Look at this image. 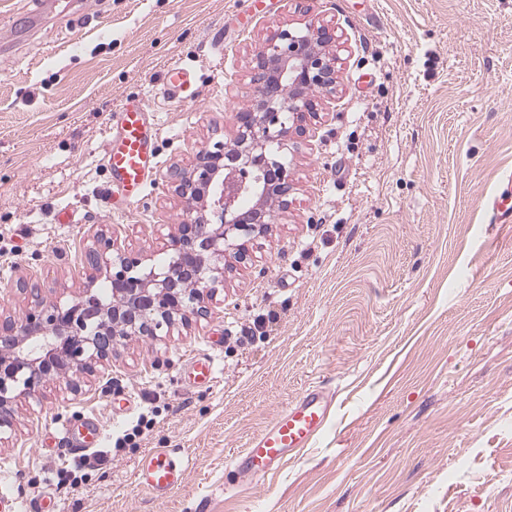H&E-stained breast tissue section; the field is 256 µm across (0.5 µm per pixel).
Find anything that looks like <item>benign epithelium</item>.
<instances>
[{
  "instance_id": "benign-epithelium-1",
  "label": "benign epithelium",
  "mask_w": 512,
  "mask_h": 512,
  "mask_svg": "<svg viewBox=\"0 0 512 512\" xmlns=\"http://www.w3.org/2000/svg\"><path fill=\"white\" fill-rule=\"evenodd\" d=\"M339 37L310 19L277 26L254 55L251 104L235 113L232 138L201 147L188 169L170 179L182 202V220L168 237L167 264L145 251H126L97 233L84 255L85 281L70 301L50 305L32 274L15 287L31 297L21 321L0 319V435L13 430L14 404L64 375L71 391L112 359L118 341L155 337L209 314L208 301L224 285L226 260L245 263L257 237L285 211L294 189L286 150L317 116L314 96L331 98L338 84ZM249 193L252 204L238 205ZM112 282V302L93 288Z\"/></svg>"
}]
</instances>
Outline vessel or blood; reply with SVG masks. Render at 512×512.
<instances>
[{
    "label": "vessel or blood",
    "instance_id": "vessel-or-blood-1",
    "mask_svg": "<svg viewBox=\"0 0 512 512\" xmlns=\"http://www.w3.org/2000/svg\"><path fill=\"white\" fill-rule=\"evenodd\" d=\"M185 68L174 65L166 73V93L179 98L189 86ZM147 107L141 99L126 100L116 112L108 127V148L105 162L114 180L112 197L125 205L142 199L154 166L152 139L156 129L146 123ZM216 365L211 356L193 358L189 364L188 379L193 384H208L216 377ZM329 403L317 387L304 393L283 410L271 427L251 439L246 452L233 460V467L242 473H266L279 466L293 451L307 448L323 431ZM104 429L91 418L69 423L59 442L67 454L80 457L100 446ZM137 483L154 496L163 498L179 490L184 483L181 460L166 448H160L145 457L137 470Z\"/></svg>",
    "mask_w": 512,
    "mask_h": 512
}]
</instances>
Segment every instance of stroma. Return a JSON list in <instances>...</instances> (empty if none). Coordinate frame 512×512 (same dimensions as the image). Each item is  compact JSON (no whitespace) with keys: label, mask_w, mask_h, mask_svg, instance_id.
<instances>
[{"label":"stroma","mask_w":512,"mask_h":512,"mask_svg":"<svg viewBox=\"0 0 512 512\" xmlns=\"http://www.w3.org/2000/svg\"><path fill=\"white\" fill-rule=\"evenodd\" d=\"M0 0V316L19 274L69 299L94 234L155 263L182 219L167 182L230 138L251 59L276 24L335 27L339 83L287 157L296 191L226 271L207 318L118 342L80 394L46 384L0 441V492L50 512H512V0ZM192 86L168 98L170 65ZM157 124L158 164L130 213L112 207L105 130L125 99ZM214 357L216 380L184 368ZM311 386L325 433L264 476L232 461ZM154 424L119 448L139 413ZM95 417L106 459L77 470L55 437ZM173 449L182 488L140 489ZM137 484L157 498L179 490L184 483L182 461L167 448H159L145 457L137 470Z\"/></svg>","instance_id":"35a3bbf8"}]
</instances>
